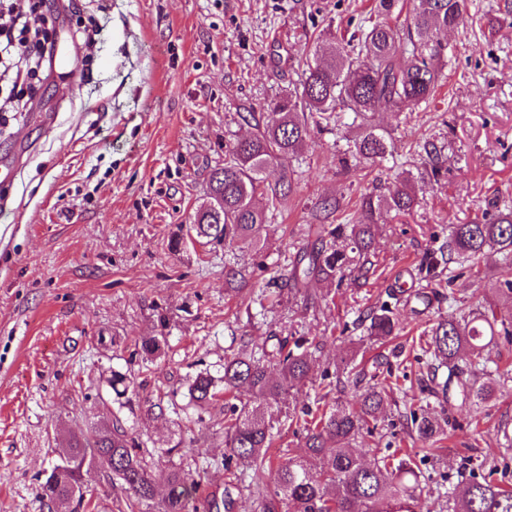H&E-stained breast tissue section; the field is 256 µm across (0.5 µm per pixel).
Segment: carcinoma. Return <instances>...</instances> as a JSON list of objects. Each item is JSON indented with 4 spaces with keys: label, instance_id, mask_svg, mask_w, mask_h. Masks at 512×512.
Listing matches in <instances>:
<instances>
[{
    "label": "carcinoma",
    "instance_id": "carcinoma-1",
    "mask_svg": "<svg viewBox=\"0 0 512 512\" xmlns=\"http://www.w3.org/2000/svg\"><path fill=\"white\" fill-rule=\"evenodd\" d=\"M397 0H376L382 20L367 28L351 42L326 37L315 47V62L307 65L301 91L271 100L267 104L272 120L249 138L238 140L228 149L224 166L211 170L208 179L210 204L197 210L189 227L196 238L208 243L242 244L257 248L264 241L269 209H276L291 191L287 176L275 184L265 174L274 165H285L310 137L312 127L331 130L336 126L337 110L348 109L354 118H364L381 105L396 111L413 110L432 99L440 71L436 62L444 46L441 31L455 30L466 22L465 0H412V9L401 23L389 22ZM410 46L411 58L400 60L399 44ZM355 155L375 162L392 148L391 137L366 126L353 142ZM416 196L412 180L388 193L363 194L359 216L351 225L350 252L337 247L341 228L318 231L319 245L304 251L289 279L294 283L320 277L344 279L346 272L362 271L354 266L355 256L368 254L374 237V216L381 210L405 213L413 208ZM449 247L466 259L487 251L503 255L505 268L512 270V212L493 214L481 221L454 224ZM368 335L384 340L400 329L393 309L383 304L369 310ZM512 331L498 326L497 314L489 308L478 313L459 310L439 322L427 341L428 351L446 369L442 395L456 385L462 403L489 399L497 389V379L488 370L485 351L499 335ZM308 338H295L293 347L280 342L259 358L224 359V470L245 464L252 470V481L261 495L260 512H415V491L419 471L409 454L393 463L387 458L367 461L352 447L363 433H372L370 424L378 419L388 397L387 389L370 386L356 400L354 410L341 403L328 410L306 407L302 415H286L302 426L303 453L280 464L273 484H266L271 467L274 424L279 422L281 404L288 390L309 375L313 352L305 347ZM166 345L163 336H148L140 349L147 356L159 354ZM472 356L470 369L459 364L460 354ZM486 381L477 384L478 376ZM112 391L122 396L135 387L134 378L114 371L109 380ZM248 399L239 396L240 391ZM215 378L207 371L198 373L188 387L189 402L196 409L213 405ZM411 421L421 441L427 442L443 432L433 418L411 413ZM152 453L144 443L124 428L119 417L105 426L90 428L75 436L40 486V502L48 512H60L76 504L88 509L83 489L88 486L90 464L99 462L109 469L126 494L129 512L155 499L158 483L165 493L159 512H232L234 499L229 487L207 492L199 479L187 481L182 469L172 465L154 468ZM497 469L473 474L458 491L448 493V512H512V485L494 478Z\"/></svg>",
    "mask_w": 512,
    "mask_h": 512
}]
</instances>
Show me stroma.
<instances>
[{
    "instance_id": "1",
    "label": "stroma",
    "mask_w": 512,
    "mask_h": 512,
    "mask_svg": "<svg viewBox=\"0 0 512 512\" xmlns=\"http://www.w3.org/2000/svg\"><path fill=\"white\" fill-rule=\"evenodd\" d=\"M500 4L467 0L466 27L442 38L433 101L375 112L393 156L353 157L358 126L341 112L288 169L267 171L271 182L289 176L292 191L269 213L262 248L189 241L176 252L171 240L206 203L210 170L254 133L252 113L298 87L319 38L371 27L374 0H46L57 54L26 92V111L0 128V170L12 171L0 178V512H44L40 485L71 435L115 413L187 477L207 467L223 490V408L186 411L187 385L218 374L227 356L298 336L317 351L290 405H353L359 386L339 370L350 356L363 385L392 386L377 430L356 446L372 459L427 449L416 512H446L449 489L483 462L512 481V339L498 337L490 352L500 390L476 406L431 393L423 350L457 307L494 303L512 316L497 292L499 256L454 257L432 281L430 306L398 302L399 337L371 340L359 321L392 290L423 284L421 264L447 247L451 225L512 210V24ZM95 20L104 30L89 54L73 34ZM407 174L417 202L377 214L367 279L275 287L315 243L323 200H341L337 221L349 225L361 192L388 191ZM232 268L240 278H227ZM143 336L166 337L156 361L143 360ZM116 371L136 376L122 398L108 384ZM156 402L162 415L148 412ZM413 409L446 430L430 447L406 421Z\"/></svg>"
}]
</instances>
